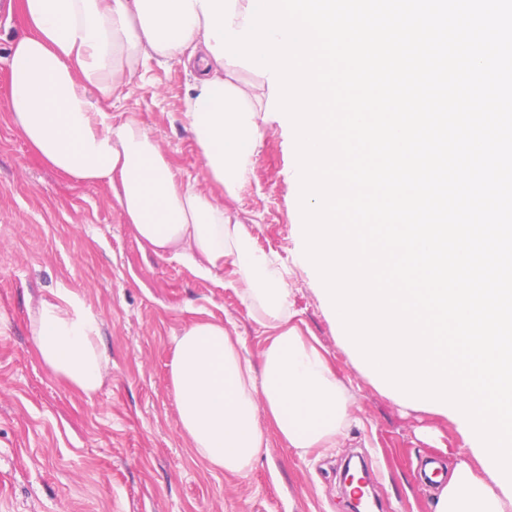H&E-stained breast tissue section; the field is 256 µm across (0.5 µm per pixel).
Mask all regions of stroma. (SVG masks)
Masks as SVG:
<instances>
[{
    "mask_svg": "<svg viewBox=\"0 0 512 512\" xmlns=\"http://www.w3.org/2000/svg\"><path fill=\"white\" fill-rule=\"evenodd\" d=\"M197 74L146 60L108 102L136 115L179 177L211 192L287 272L289 300L353 396L358 425L338 447L307 456L272 443L246 474L209 469L177 425L169 365L197 320L243 336L252 362L262 328L219 277L141 245L107 186L45 165L0 112V512H348V458L364 459L381 512H432L428 465L482 470L453 416L406 408L368 377L340 338L314 276L297 260L293 150L278 122L263 127L251 180L224 198L182 121ZM76 292L102 322L111 355L103 386L85 396L38 360L30 333L40 298Z\"/></svg>",
    "mask_w": 512,
    "mask_h": 512,
    "instance_id": "1",
    "label": "stroma"
}]
</instances>
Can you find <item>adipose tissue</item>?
I'll list each match as a JSON object with an SVG mask.
<instances>
[{"label":"adipose tissue","instance_id":"obj_1","mask_svg":"<svg viewBox=\"0 0 512 512\" xmlns=\"http://www.w3.org/2000/svg\"><path fill=\"white\" fill-rule=\"evenodd\" d=\"M202 0H6L25 28L11 42L9 94L0 103L51 168L107 185L140 242L204 278L222 273L268 343L259 365L223 323L194 322L175 339L170 382L177 422L209 467L247 473L271 435L305 456L336 447L353 422L352 396L319 342L304 335L285 271L236 215L182 181L135 116L114 121L102 103L156 58L195 62L182 114L210 179L237 199L248 184L265 121L269 79L207 48ZM37 357L90 396L109 356L101 322L72 290L41 299L31 322ZM501 487L458 462L433 512H507Z\"/></svg>","mask_w":512,"mask_h":512}]
</instances>
